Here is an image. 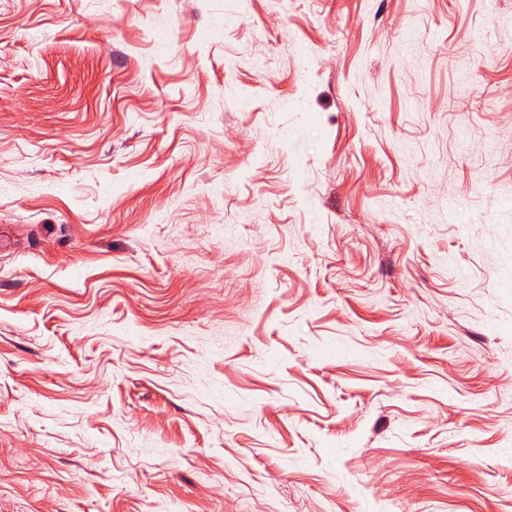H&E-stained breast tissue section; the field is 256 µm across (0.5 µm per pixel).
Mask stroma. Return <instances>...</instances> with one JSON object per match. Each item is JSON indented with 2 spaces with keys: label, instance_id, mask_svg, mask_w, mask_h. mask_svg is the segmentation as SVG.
<instances>
[{
  "label": "stroma",
  "instance_id": "35a3bbf8",
  "mask_svg": "<svg viewBox=\"0 0 512 512\" xmlns=\"http://www.w3.org/2000/svg\"><path fill=\"white\" fill-rule=\"evenodd\" d=\"M0 512H512V0H0Z\"/></svg>",
  "mask_w": 512,
  "mask_h": 512
}]
</instances>
